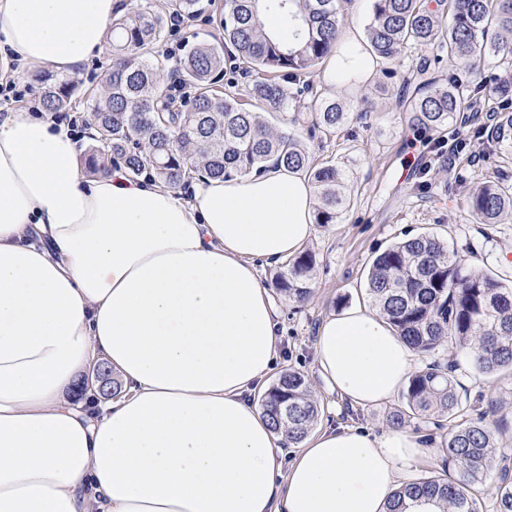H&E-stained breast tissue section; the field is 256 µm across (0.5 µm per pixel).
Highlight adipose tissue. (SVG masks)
<instances>
[{"label": "adipose tissue", "instance_id": "adipose-tissue-1", "mask_svg": "<svg viewBox=\"0 0 512 512\" xmlns=\"http://www.w3.org/2000/svg\"><path fill=\"white\" fill-rule=\"evenodd\" d=\"M116 8L0 0V48L76 73ZM375 67L352 29L324 81ZM314 213V186L281 164L185 192L119 166L90 176L70 127L1 114L0 512H387L428 458L416 437L324 428L286 467L284 433L248 399L276 360L258 267L301 251ZM315 348L328 388L362 408L415 360L364 304L325 317ZM101 362L121 394L73 397Z\"/></svg>", "mask_w": 512, "mask_h": 512}]
</instances>
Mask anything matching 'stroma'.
<instances>
[{"mask_svg":"<svg viewBox=\"0 0 512 512\" xmlns=\"http://www.w3.org/2000/svg\"><path fill=\"white\" fill-rule=\"evenodd\" d=\"M201 9L183 33L191 43L221 40L220 21L224 0H200ZM424 70L429 78L454 75L470 82L492 84L506 76L505 67L487 59L472 67L449 62L435 48L406 51L390 64L378 65L373 78L349 96L357 120L331 139L310 136L311 115L304 112L289 127L305 141L317 159L353 158L354 197L337 223L315 225L306 250L315 257L312 298L304 304L288 300L278 291L270 296L278 313L276 346L278 360L274 374L290 369L300 372L309 383L321 412L318 427L353 428L366 426L381 432L389 427L391 414L403 400H390L356 408L329 390L315 367V336L321 321L351 304L365 301V283L373 259L391 245L429 233L442 239L463 258L467 267L492 270L505 284L512 285V217L499 224H479L470 216L467 189L478 179L502 175L512 184V162L487 141L483 119L454 121L442 132V139H464L466 147L454 160L420 155L415 128L398 92L405 79ZM425 166H418L417 157ZM441 358L461 362L458 372L470 398L481 401L485 423L495 432L501 447L512 448V416L491 413L492 405L512 401V383L490 384L477 376L456 346H446Z\"/></svg>","mask_w":512,"mask_h":512,"instance_id":"obj_1","label":"stroma"}]
</instances>
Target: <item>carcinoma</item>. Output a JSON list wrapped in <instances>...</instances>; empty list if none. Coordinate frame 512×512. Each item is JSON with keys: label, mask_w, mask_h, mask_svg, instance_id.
Instances as JSON below:
<instances>
[{"label": "carcinoma", "mask_w": 512, "mask_h": 512, "mask_svg": "<svg viewBox=\"0 0 512 512\" xmlns=\"http://www.w3.org/2000/svg\"><path fill=\"white\" fill-rule=\"evenodd\" d=\"M372 20L366 29L367 51L391 62L408 48L437 47L450 59L476 63L493 57L512 69V0H371ZM448 10L442 21L439 8ZM341 0H224L223 40L195 43L178 70L189 93L177 97L164 81L156 45L165 36L164 20L149 8L112 18V70L104 92L79 94L68 75L34 76L41 103L49 112L81 106L93 114L85 166L105 173L122 162L127 173H149L172 187L195 176L227 179L263 171L271 161L306 173L319 199L315 223L334 224L350 205L349 162L320 161L288 131L275 132L265 119L271 113L311 111L313 130L330 138L352 120L344 102L323 98L314 85L316 68L338 53ZM280 20L267 31L264 15ZM254 76L245 97L224 92L219 75L225 57ZM302 82L296 96L284 80ZM480 84L455 76L438 85H414L409 111L418 129L432 133L448 126ZM495 122L487 142L497 148L512 144V77L498 78L487 99ZM469 212L478 224H498L512 216V187L499 178L476 181L468 188ZM314 257L307 250L276 267L274 287L288 299L304 303L312 295ZM366 291L372 304L412 349L432 355L446 345L468 351L473 369L483 377L512 374V286L492 275L465 267L455 250L433 235L421 234L395 243L369 267ZM457 365L432 361L412 375L403 392L404 406L391 423L446 429L439 446L443 462L457 478L424 476L398 488L388 512H407L409 502L438 498L446 512H484L472 485L485 484L493 512H512V482L502 468L492 477L497 450L494 432L483 418H467L476 404L462 399ZM260 407L273 429L288 443H300L317 422L320 408L305 377L287 370L264 391Z\"/></svg>", "instance_id": "1"}]
</instances>
